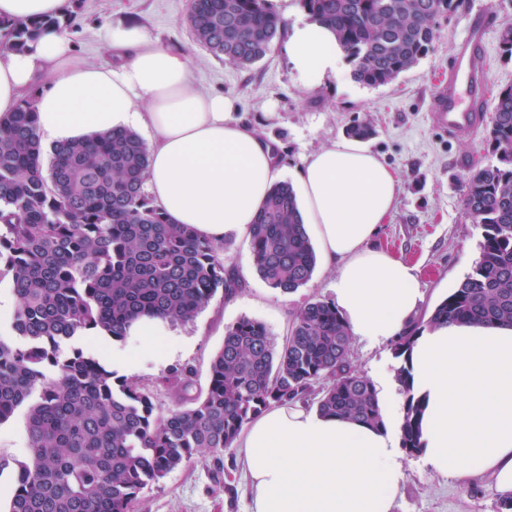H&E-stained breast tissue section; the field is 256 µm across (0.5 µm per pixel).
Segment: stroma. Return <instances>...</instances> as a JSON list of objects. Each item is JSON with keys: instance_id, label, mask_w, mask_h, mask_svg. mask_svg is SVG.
<instances>
[{"instance_id": "35a3bbf8", "label": "stroma", "mask_w": 512, "mask_h": 512, "mask_svg": "<svg viewBox=\"0 0 512 512\" xmlns=\"http://www.w3.org/2000/svg\"><path fill=\"white\" fill-rule=\"evenodd\" d=\"M188 0H83L77 25L66 35L86 63L109 65V26L133 21L165 47L187 53L193 77L206 92L235 101L240 117L275 142L289 169L321 147L344 138L353 120L371 121L377 135L371 150L401 177V191L370 247L388 252L415 267L423 292L418 315L433 307L469 273L479 257L481 230L463 206L462 181L472 164H496L486 129L468 138H451L430 120L437 101L434 81L454 58L467 35L470 16L485 9L495 13L485 50L490 92L512 85V57L503 53L499 30L512 25V0H458L457 9L439 18V38L430 52L392 83L378 88L352 84L341 92L335 83L304 89L288 64L282 43L248 68L218 60L195 44L186 24ZM220 257L234 267L242 286L232 298L216 295L189 323L172 324L185 345L168 362L146 361L134 377L150 388L162 407L174 404L175 389L166 378L172 371L192 370L198 386H206L210 364L224 342L226 327L241 318L263 323L276 342H283L296 314L315 300H331L332 274L316 267L311 280L283 295L256 273L245 238H227ZM350 365L369 379L386 371L396 383L399 359L391 344L370 346L352 340ZM26 455V417L17 411L0 424V512L13 495L16 463ZM403 480L392 512H497L499 500L489 476L466 485L433 472L424 453L403 454ZM134 512H252L250 477L240 448L225 449L220 459L204 455L145 489Z\"/></svg>"}]
</instances>
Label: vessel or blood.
Listing matches in <instances>:
<instances>
[{
	"label": "vessel or blood",
	"mask_w": 512,
	"mask_h": 512,
	"mask_svg": "<svg viewBox=\"0 0 512 512\" xmlns=\"http://www.w3.org/2000/svg\"><path fill=\"white\" fill-rule=\"evenodd\" d=\"M494 24L489 11L475 13L468 24L465 40L446 73L435 81L439 89L432 115L433 123L449 137L472 135L485 117V101L489 96L486 83L488 66L484 44Z\"/></svg>",
	"instance_id": "obj_1"
}]
</instances>
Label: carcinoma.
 <instances>
[{
    "label": "carcinoma",
    "instance_id": "cac0c4a2",
    "mask_svg": "<svg viewBox=\"0 0 512 512\" xmlns=\"http://www.w3.org/2000/svg\"><path fill=\"white\" fill-rule=\"evenodd\" d=\"M332 29L353 79L385 86L427 55L437 19L457 0H301ZM193 39L239 67L262 60L287 22L268 0H190ZM41 22L0 19V50H22ZM490 146L498 164L474 166L463 182L466 212L482 240L472 270L427 319L393 341L403 359L401 447L422 451L425 401L413 389L410 352L427 329L454 322H512V86L494 99ZM351 137L377 131L355 121ZM37 112L25 100L0 119V278L16 298L12 335L0 336V424L26 407L27 455L17 463L7 512H134L140 494L208 453L219 456L270 406L321 389L317 410L384 426L373 383L352 369V335L336 305L301 309L282 345L265 325L241 318L224 332L205 391L175 372V405L164 411L150 389L107 369L93 340H123L141 316L187 323L219 292L241 286L220 245L187 224H171L145 190L149 168L133 131L55 143L49 174ZM250 243L257 274L288 294L311 279L317 257L293 187L269 192Z\"/></svg>",
    "mask_w": 512,
    "mask_h": 512
}]
</instances>
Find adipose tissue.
<instances>
[{"mask_svg": "<svg viewBox=\"0 0 512 512\" xmlns=\"http://www.w3.org/2000/svg\"><path fill=\"white\" fill-rule=\"evenodd\" d=\"M283 50L302 86L342 82L346 59L332 31L286 5ZM118 66L89 65L56 27L21 51L0 53V117L33 98L43 140L145 132L146 188L171 222L215 242L248 235L285 170L271 143L243 123L231 98L202 92L187 55L139 25L112 26ZM401 180L363 142L344 139L306 157L294 190L307 232L332 269V299L353 336L395 339L422 291L414 267L368 245L394 209ZM170 333L144 317L112 345V369L131 375L128 348ZM424 397L426 463L468 483L489 474L512 496V326L448 324L423 332L411 355ZM236 444L250 476L252 512H391L402 477L389 429L326 416L301 403L269 408Z\"/></svg>", "mask_w": 512, "mask_h": 512, "instance_id": "adipose-tissue-1", "label": "adipose tissue"}]
</instances>
